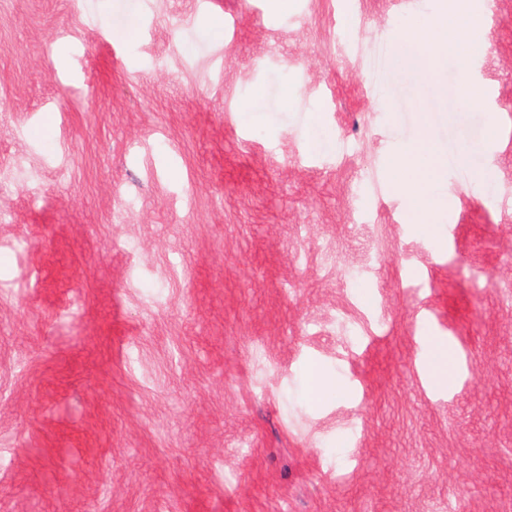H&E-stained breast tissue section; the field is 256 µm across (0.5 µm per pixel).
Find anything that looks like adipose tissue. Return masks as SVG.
<instances>
[{
	"label": "adipose tissue",
	"mask_w": 512,
	"mask_h": 512,
	"mask_svg": "<svg viewBox=\"0 0 512 512\" xmlns=\"http://www.w3.org/2000/svg\"><path fill=\"white\" fill-rule=\"evenodd\" d=\"M482 13L467 0L440 8L435 15L403 31L397 43V59L410 66L437 69L448 57H455L461 72H468L477 55V34ZM390 183L401 194L415 232L429 238L437 233V218L448 208L442 190L443 169L433 150L408 147L390 164Z\"/></svg>",
	"instance_id": "adipose-tissue-1"
}]
</instances>
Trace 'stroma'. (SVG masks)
Listing matches in <instances>:
<instances>
[{
	"mask_svg": "<svg viewBox=\"0 0 512 512\" xmlns=\"http://www.w3.org/2000/svg\"><path fill=\"white\" fill-rule=\"evenodd\" d=\"M476 2L479 79L376 63L442 0H0V512H512V0ZM423 136L434 240L386 173ZM426 368L439 385H447L455 372V359L447 342L433 340L426 356Z\"/></svg>",
	"mask_w": 512,
	"mask_h": 512,
	"instance_id": "1",
	"label": "stroma"
}]
</instances>
